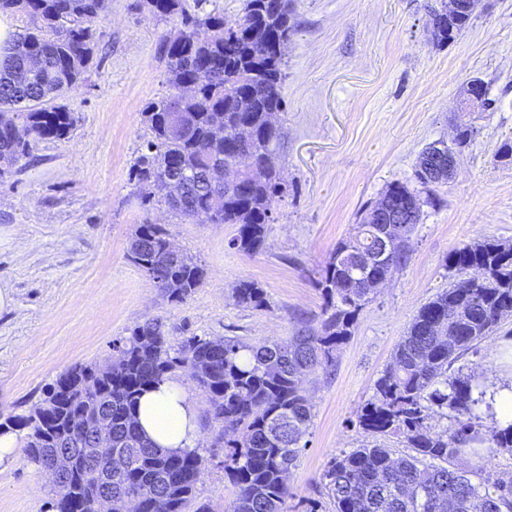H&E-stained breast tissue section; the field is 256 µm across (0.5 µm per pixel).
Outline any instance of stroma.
<instances>
[{
	"label": "stroma",
	"mask_w": 512,
	"mask_h": 512,
	"mask_svg": "<svg viewBox=\"0 0 512 512\" xmlns=\"http://www.w3.org/2000/svg\"><path fill=\"white\" fill-rule=\"evenodd\" d=\"M440 0H294V32L283 49L284 112L277 162L285 193L275 204L266 246L230 248L233 224H185L163 191L143 204L129 171L149 132L140 112L168 90L156 44L165 23L137 0H107L99 50L83 81L61 98L74 126L38 141L0 180V415L27 414L65 370L111 361L114 343L146 320L161 319L174 341L242 336L253 342L294 335L319 319L323 298L312 273L349 236L365 208L394 182L416 185L421 152L473 127L457 151L456 173L429 186L409 264L361 312L330 373L307 383L313 406L309 446L288 477L290 512H333L321 475L333 457L372 442L356 420L418 309L447 288L449 253L489 239L512 242V0L486 10L453 40L435 43L431 8ZM482 79L491 106L460 109L459 89ZM163 225L172 245L197 258L202 288L168 301L127 257L137 225ZM242 281L264 288V310L239 306ZM512 345V316L456 366L481 385L497 379L499 354ZM193 398L205 466L196 499L225 512L233 487L208 399L187 370L172 374ZM57 489L17 449L0 467V512H51Z\"/></svg>",
	"instance_id": "1"
}]
</instances>
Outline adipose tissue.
Masks as SVG:
<instances>
[{
	"mask_svg": "<svg viewBox=\"0 0 512 512\" xmlns=\"http://www.w3.org/2000/svg\"><path fill=\"white\" fill-rule=\"evenodd\" d=\"M136 417L148 439L166 450L191 449L199 437L193 399L170 380L147 387L138 400Z\"/></svg>",
	"mask_w": 512,
	"mask_h": 512,
	"instance_id": "adipose-tissue-1",
	"label": "adipose tissue"
}]
</instances>
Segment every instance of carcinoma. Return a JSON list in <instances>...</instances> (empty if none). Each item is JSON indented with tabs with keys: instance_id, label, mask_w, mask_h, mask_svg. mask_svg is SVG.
Here are the masks:
<instances>
[{
	"instance_id": "1",
	"label": "carcinoma",
	"mask_w": 512,
	"mask_h": 512,
	"mask_svg": "<svg viewBox=\"0 0 512 512\" xmlns=\"http://www.w3.org/2000/svg\"><path fill=\"white\" fill-rule=\"evenodd\" d=\"M105 0H0V13L22 12L29 31L0 55V177L30 155L32 145L66 137L74 115L56 100L83 78L93 63L97 22ZM292 0H244L242 15L224 23L211 0H143L159 21L172 27L158 43L169 89L149 99L141 116L150 131L146 152L133 165L140 188L152 190L167 176L174 192L167 204L191 224H236L229 245L254 253L267 240L274 202L282 193L273 145L279 130L271 116L283 111L282 48L291 30ZM466 15L433 18V39L452 40L470 24ZM247 127L251 137L237 139ZM227 166L239 180H224ZM391 202H413L420 192L403 182L385 191ZM408 226L390 243L385 259L357 267L353 254L378 248L363 224L336 245L317 271L323 307L317 323L304 322L295 335L251 343L238 336H188L173 348L158 319L134 327L116 346L120 362L112 373L76 365L59 374L41 402L4 426L25 432L26 457L42 469L58 447L60 433L86 435V415L112 409V447L89 459L79 456L58 485L55 512L76 503L91 510V472L109 477L112 498L121 502L146 485L156 486L167 512H187L203 457L195 450L168 453L140 433L135 406L144 389L186 368L206 393L209 414L221 424L218 439L228 451L224 473L234 488L228 512H288L293 497L288 475L307 447L313 423L304 382L337 363L370 300L367 283L386 280L404 268L413 251ZM129 260L170 300L183 302L203 284L205 270L191 255L170 249L159 224H140L132 234ZM446 267L459 280L422 306L374 383L357 416L372 435H398L411 453L396 459L379 443L334 458L322 476L335 512H512V477L490 480L450 465L472 444L512 448V422L479 423L485 389L473 374L450 373L512 311V244L487 240L448 254ZM236 303L264 309L263 289L242 281L232 289ZM450 420L434 432L430 413ZM127 455L122 470L111 453Z\"/></svg>"
}]
</instances>
